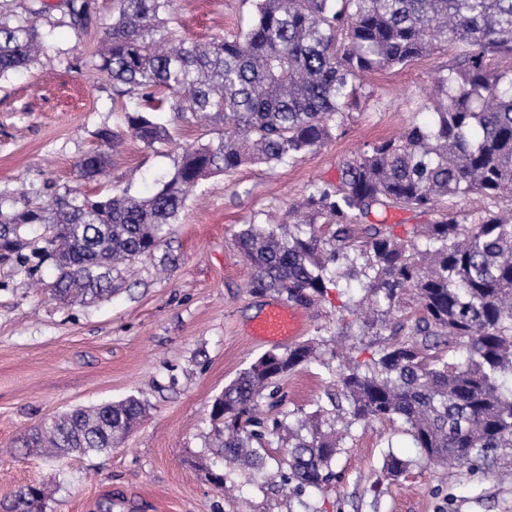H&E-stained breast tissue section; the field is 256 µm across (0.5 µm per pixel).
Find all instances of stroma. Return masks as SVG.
<instances>
[{"instance_id":"stroma-1","label":"stroma","mask_w":512,"mask_h":512,"mask_svg":"<svg viewBox=\"0 0 512 512\" xmlns=\"http://www.w3.org/2000/svg\"><path fill=\"white\" fill-rule=\"evenodd\" d=\"M74 23L69 0H0V15L34 21L46 48L24 73L0 78V194L20 183L94 195L103 185L133 184L147 194L154 177L173 170L182 147L214 133L194 120H169L171 143L152 150L127 139L112 154L106 182L80 176L77 162L98 149L96 132L122 122L112 107L113 84L97 67V51L115 0H83ZM244 0H176L173 28L208 40L245 22ZM447 53L375 74L338 135L316 152L278 165H244L201 181L164 248L176 263L168 273L141 263L110 300L64 306L47 284L50 266L20 275L0 265V502L23 486L53 491L44 512H512V465L493 477L426 463L400 425H353L337 455L333 479L299 495L281 484L284 443L263 449L258 480L232 472L226 490L209 472L224 468L214 448L210 413L226 384L282 342L250 336L252 321L276 300L251 293L252 270L234 235L244 225L278 223L314 187L335 182L343 161L367 145L430 120L420 106ZM336 289L304 310L301 339L335 337L349 314ZM323 369L285 377L266 400L267 419L325 401ZM148 401L124 443L108 453L49 461L20 448L45 418L78 406ZM410 460L399 480L387 479V452Z\"/></svg>"}]
</instances>
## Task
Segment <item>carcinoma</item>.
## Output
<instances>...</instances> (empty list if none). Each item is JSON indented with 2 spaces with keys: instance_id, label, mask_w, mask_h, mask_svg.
Listing matches in <instances>:
<instances>
[{
  "instance_id": "1",
  "label": "carcinoma",
  "mask_w": 512,
  "mask_h": 512,
  "mask_svg": "<svg viewBox=\"0 0 512 512\" xmlns=\"http://www.w3.org/2000/svg\"><path fill=\"white\" fill-rule=\"evenodd\" d=\"M244 27L200 41L169 26L173 0H118L98 52L99 71L122 96L124 124L102 128L105 150L82 158L84 178L106 174L109 150L131 136L155 149L171 141L161 114L221 124L217 137L189 145L174 170L147 195L130 187L91 197L76 189L41 197L20 193L22 207L0 204V262L18 274L32 259L51 263L53 297L88 304L112 294L125 274L156 258L193 187L215 171L279 164L313 152L341 129L351 94L365 76L405 67L437 52L448 64L434 79L432 121L344 161L336 183L315 187L279 224H250L235 234L252 269L249 288L313 307L328 285L355 280L376 305L360 332L403 335L368 362L333 366L312 339L264 354L224 387L212 406L224 421V465L260 471V448L288 434L295 492L317 490L332 469L346 427L400 423L422 458L448 467L496 463L512 451V210H457L469 195L512 197V0H247ZM44 44L27 19L0 18V76L18 73ZM450 217L402 239L371 224L381 207ZM421 316L407 327L391 314L407 292ZM328 371V402L305 418L288 411L272 422L263 399L298 368ZM147 401L66 411L39 426L22 447L51 459L89 456L120 445L142 421ZM409 462L390 452L383 470L395 480ZM48 491L20 490L8 512H43Z\"/></svg>"
}]
</instances>
